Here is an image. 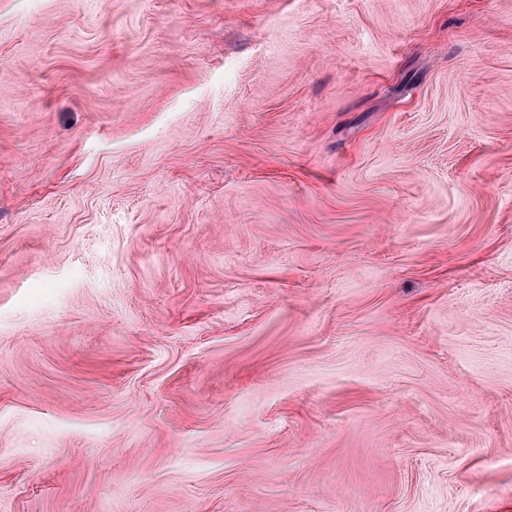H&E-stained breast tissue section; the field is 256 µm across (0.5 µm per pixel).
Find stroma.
I'll use <instances>...</instances> for the list:
<instances>
[{
  "mask_svg": "<svg viewBox=\"0 0 512 512\" xmlns=\"http://www.w3.org/2000/svg\"><path fill=\"white\" fill-rule=\"evenodd\" d=\"M0 512H512V0H0Z\"/></svg>",
  "mask_w": 512,
  "mask_h": 512,
  "instance_id": "obj_1",
  "label": "stroma"
}]
</instances>
